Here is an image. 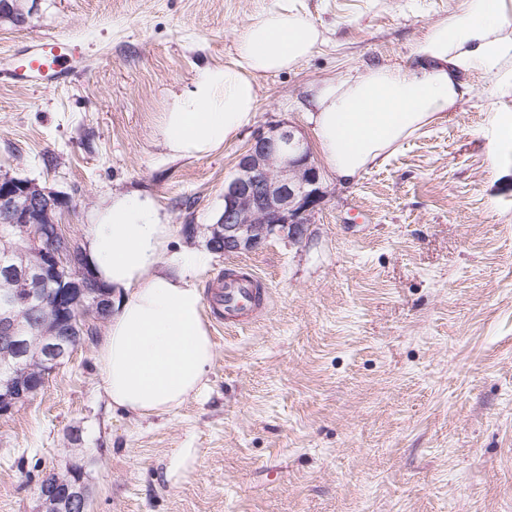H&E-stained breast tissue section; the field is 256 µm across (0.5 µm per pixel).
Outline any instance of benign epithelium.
<instances>
[{
  "mask_svg": "<svg viewBox=\"0 0 512 512\" xmlns=\"http://www.w3.org/2000/svg\"><path fill=\"white\" fill-rule=\"evenodd\" d=\"M327 191L309 147L291 129L253 137L224 185V212L207 228L221 253L260 249L273 235L303 239ZM69 199L34 180L0 177V223L11 230L13 258L0 264V346L18 369L0 371V416L39 393L48 374L83 342L90 322L112 313L110 296L93 286L79 243L63 233ZM83 464L45 472L35 512H88Z\"/></svg>",
  "mask_w": 512,
  "mask_h": 512,
  "instance_id": "benign-epithelium-1",
  "label": "benign epithelium"
}]
</instances>
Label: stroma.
<instances>
[{
  "label": "stroma",
  "instance_id": "1",
  "mask_svg": "<svg viewBox=\"0 0 512 512\" xmlns=\"http://www.w3.org/2000/svg\"><path fill=\"white\" fill-rule=\"evenodd\" d=\"M460 2L294 0L323 41L259 78L234 142L183 160L154 134L170 95L230 60L235 29L282 0H27L24 22L0 19V174L68 196L72 238L113 194L140 193L175 249L205 250L238 155L274 125L307 140L327 190L302 242L275 235L195 270L205 296L229 270L265 290L257 316L211 325L203 395L144 418L112 408L98 323L0 416V512H34L42 473L77 458L90 512H512V139L494 127L512 89L492 97L481 72L464 74L472 91L455 109L350 185L308 116L316 88L406 65ZM45 35L78 48L80 79L14 78ZM184 448L189 466L170 475Z\"/></svg>",
  "mask_w": 512,
  "mask_h": 512
}]
</instances>
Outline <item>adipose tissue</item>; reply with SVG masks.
I'll use <instances>...</instances> for the list:
<instances>
[{
	"mask_svg": "<svg viewBox=\"0 0 512 512\" xmlns=\"http://www.w3.org/2000/svg\"><path fill=\"white\" fill-rule=\"evenodd\" d=\"M235 56L206 68L173 94L156 124L170 159L222 149L255 116L260 76L293 69L322 31L290 5L236 30ZM487 88H512V20L504 0H462L432 25L410 62L369 67L317 90L310 121L324 159L343 183L381 165L407 137L469 93L462 73ZM155 200L116 194L91 226L89 270L110 293L112 315L99 343V386L113 408L138 417L171 411L202 393L214 359L202 294L185 252Z\"/></svg>",
	"mask_w": 512,
	"mask_h": 512,
	"instance_id": "ef3b65f1",
	"label": "adipose tissue"
}]
</instances>
